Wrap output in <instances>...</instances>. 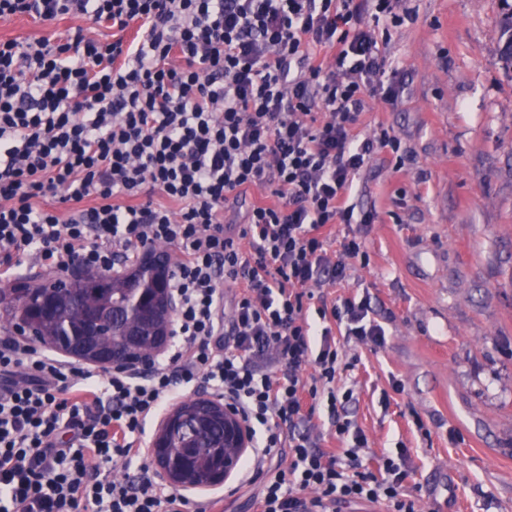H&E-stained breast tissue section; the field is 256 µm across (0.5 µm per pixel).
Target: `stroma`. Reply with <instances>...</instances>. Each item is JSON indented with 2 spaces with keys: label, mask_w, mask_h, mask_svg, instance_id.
Listing matches in <instances>:
<instances>
[{
  "label": "stroma",
  "mask_w": 512,
  "mask_h": 512,
  "mask_svg": "<svg viewBox=\"0 0 512 512\" xmlns=\"http://www.w3.org/2000/svg\"><path fill=\"white\" fill-rule=\"evenodd\" d=\"M415 21L393 28L385 84L358 128H389L354 200L376 223L337 225L332 250L362 237L355 266L326 300L369 295L385 330L374 349L343 348L342 385L366 431V459L403 445L419 512H512V70L500 57L502 0H405ZM108 40L107 25L69 16L0 21V39ZM401 392H393L392 381ZM390 405L381 408L382 391ZM423 420L429 436L415 425Z\"/></svg>",
  "instance_id": "stroma-1"
}]
</instances>
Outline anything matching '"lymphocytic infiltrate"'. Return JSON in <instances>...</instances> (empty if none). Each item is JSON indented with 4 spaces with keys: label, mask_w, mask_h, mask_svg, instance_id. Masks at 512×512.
Instances as JSON below:
<instances>
[{
    "label": "lymphocytic infiltrate",
    "mask_w": 512,
    "mask_h": 512,
    "mask_svg": "<svg viewBox=\"0 0 512 512\" xmlns=\"http://www.w3.org/2000/svg\"><path fill=\"white\" fill-rule=\"evenodd\" d=\"M22 16L114 34L0 40V273L110 272L169 246L175 348L96 373L0 340V512H205L147 465L146 424L183 388L244 424L257 512H416L407 448L367 467L336 384L340 339L385 342L369 296L310 305L369 262L355 236L330 256L325 231L375 222L355 179L400 149L357 129L370 97H395L382 47L410 17L401 0H0L1 20ZM255 186L271 203L238 212ZM319 413L340 453L313 441ZM118 461L136 474H103Z\"/></svg>",
    "instance_id": "1"
}]
</instances>
